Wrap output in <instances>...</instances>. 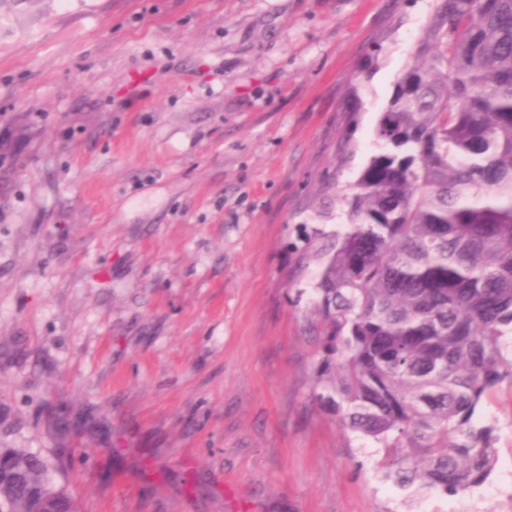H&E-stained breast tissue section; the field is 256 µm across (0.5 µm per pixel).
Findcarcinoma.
<instances>
[{
    "label": "carcinoma",
    "instance_id": "obj_1",
    "mask_svg": "<svg viewBox=\"0 0 512 512\" xmlns=\"http://www.w3.org/2000/svg\"><path fill=\"white\" fill-rule=\"evenodd\" d=\"M376 137L315 286L327 400L385 442L399 485L456 495L489 476L492 430L471 419L512 383V0H439ZM8 452L23 482L0 505L35 490L77 512Z\"/></svg>",
    "mask_w": 512,
    "mask_h": 512
}]
</instances>
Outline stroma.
Listing matches in <instances>:
<instances>
[{
    "instance_id": "35a3bbf8",
    "label": "stroma",
    "mask_w": 512,
    "mask_h": 512,
    "mask_svg": "<svg viewBox=\"0 0 512 512\" xmlns=\"http://www.w3.org/2000/svg\"><path fill=\"white\" fill-rule=\"evenodd\" d=\"M436 0H0V448L80 512H512L327 401L321 247Z\"/></svg>"
}]
</instances>
